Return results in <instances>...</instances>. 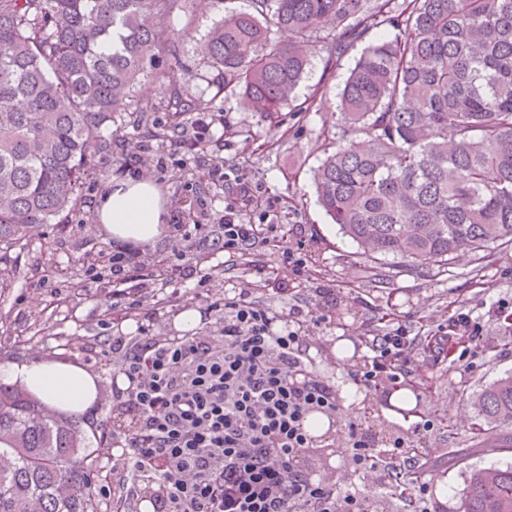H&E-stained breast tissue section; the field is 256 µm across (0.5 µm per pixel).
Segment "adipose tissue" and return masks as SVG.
Returning a JSON list of instances; mask_svg holds the SVG:
<instances>
[{"label":"adipose tissue","instance_id":"obj_1","mask_svg":"<svg viewBox=\"0 0 512 512\" xmlns=\"http://www.w3.org/2000/svg\"><path fill=\"white\" fill-rule=\"evenodd\" d=\"M166 209L153 183L133 178L110 182L94 212L114 240L146 242L163 234ZM0 382L23 384L53 410L82 414L95 403L99 377L75 363L27 360L0 364Z\"/></svg>","mask_w":512,"mask_h":512}]
</instances>
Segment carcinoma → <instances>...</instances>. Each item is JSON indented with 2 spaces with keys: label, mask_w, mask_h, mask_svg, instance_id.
Wrapping results in <instances>:
<instances>
[{
  "label": "carcinoma",
  "mask_w": 512,
  "mask_h": 512,
  "mask_svg": "<svg viewBox=\"0 0 512 512\" xmlns=\"http://www.w3.org/2000/svg\"><path fill=\"white\" fill-rule=\"evenodd\" d=\"M173 2L0 0V263L73 201ZM374 28L388 34L349 70L313 170L327 216L364 257L417 268L512 245V0H250L200 51L218 89L273 121L318 39L339 59ZM476 404L474 436L511 427L512 375ZM467 469L458 512H512V465ZM98 480L79 419L0 382V512H98ZM379 501L403 510L408 489Z\"/></svg>",
  "instance_id": "obj_1"
}]
</instances>
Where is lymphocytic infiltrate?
Instances as JSON below:
<instances>
[{"label": "lymphocytic infiltrate", "instance_id": "f902f5d3", "mask_svg": "<svg viewBox=\"0 0 512 512\" xmlns=\"http://www.w3.org/2000/svg\"><path fill=\"white\" fill-rule=\"evenodd\" d=\"M256 195L255 186L240 183L217 223L177 225L183 249L176 259L150 260L142 248L117 244L105 267L88 268L89 283L112 291V326L139 316L146 321L138 335L107 339L112 372L123 381L112 390L120 478L118 487L99 485V498L115 500L121 487L136 498L155 487V512H373L370 493L408 483L416 512H428L429 484L418 471L429 455L403 436L380 448L350 425L344 453L357 483L317 474V448L305 423L334 415L339 400L335 385L312 369L304 330L312 310L292 308L291 324L278 328L251 289L241 288L211 304L224 315L219 335L151 334L157 284L196 276L186 259L194 249H218L233 266L271 243L289 279H305L302 248L289 242L284 225L242 222ZM289 279L270 275L271 291L287 293ZM369 350L346 369L357 385L378 392L411 377L415 340L405 326L372 337Z\"/></svg>", "mask_w": 512, "mask_h": 512}]
</instances>
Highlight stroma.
<instances>
[{
  "label": "stroma",
  "instance_id": "1",
  "mask_svg": "<svg viewBox=\"0 0 512 512\" xmlns=\"http://www.w3.org/2000/svg\"><path fill=\"white\" fill-rule=\"evenodd\" d=\"M248 8V0H175L166 26L177 40L165 45L154 63L155 70L167 72L166 81L144 77L127 108L102 128L91 157L94 172L60 218L65 231L52 226L41 229L0 269L8 281L0 292V360L43 358L88 366L99 374L102 387L82 425L93 440L111 432L112 359L106 354L104 328L110 300L101 289L87 287L86 270L90 264L107 261L113 241L92 217L108 183L125 177L126 155L140 153V146L147 144L151 150L141 153L140 175L158 188L168 223L164 236L148 243L151 253L173 257L182 245L174 225L213 222L235 197L238 181L245 180L260 189L259 205L248 213V220L259 221L263 209L273 208L278 223L287 225L292 242L303 244L309 277L308 283H295L293 292L281 296L268 291L263 278L251 269L255 263L276 269L279 256L273 247L259 248L253 261H240L230 272L224 269L223 254L209 249L191 252L192 264L209 280L201 285L193 279L176 288L201 311L202 320L195 327H180L178 308L168 306L155 320L153 335L211 334L219 326V315L210 310V300L227 289L251 288L253 297L277 314L315 301V288L333 289L336 300L325 305V322L310 326L309 333L313 350L328 348L336 356L332 362H316V371L335 380L339 399L356 397L351 408L337 411L334 441L344 445L352 424L372 434L404 436L409 444L436 457L428 478L431 512H457L466 480L461 455L480 466L512 463V453L476 451L470 431L476 392L512 373V328L495 313L498 300H512V246L492 244L457 255L448 264L417 269L360 255L338 225L328 222L317 202L311 171L322 158L324 135L336 131L338 93L362 49L354 47L341 58L335 78L323 87L319 80L329 45L318 42L295 103L284 106L277 124H270L249 111L239 96L218 93L217 72L197 51L225 12ZM177 101L186 110L175 128L169 126L168 115ZM141 111L148 113V123L138 122ZM201 112L213 120L210 137L177 160L163 159V152ZM216 161L223 162L228 174L220 187L208 177ZM387 305L393 320L420 339L414 357L422 381L392 384L382 394L354 385L344 368L366 355L364 337L385 331L376 316ZM462 310L480 324L481 334L465 359H438L421 339L437 333ZM423 418L432 420L434 428L419 435L415 426Z\"/></svg>",
  "mask_w": 512,
  "mask_h": 512
}]
</instances>
